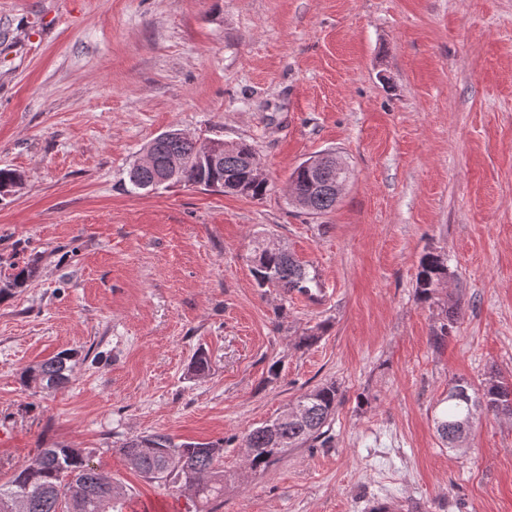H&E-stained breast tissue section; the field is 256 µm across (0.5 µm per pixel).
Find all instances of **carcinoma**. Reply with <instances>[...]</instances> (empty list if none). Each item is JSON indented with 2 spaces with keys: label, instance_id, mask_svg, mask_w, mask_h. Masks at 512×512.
Returning a JSON list of instances; mask_svg holds the SVG:
<instances>
[{
  "label": "carcinoma",
  "instance_id": "1",
  "mask_svg": "<svg viewBox=\"0 0 512 512\" xmlns=\"http://www.w3.org/2000/svg\"><path fill=\"white\" fill-rule=\"evenodd\" d=\"M161 167L178 156L183 167L173 183L221 189L226 193L263 197L266 182L250 178L249 161L255 149L240 142L221 150V158L211 164L200 157L201 147L170 129L155 137L146 146ZM21 173L0 169V192H10L21 184ZM128 180L134 190L152 188L154 170L133 166ZM291 189L313 197L309 211L326 212L336 199L320 195L313 189L310 175L297 166L290 177ZM451 271L446 258L428 252L420 261L416 275L417 295L429 301L438 295L441 283ZM253 276L259 287L272 285L286 293L313 295L319 288L316 275L289 251L270 248L257 242ZM459 317V304L453 297L443 302L442 322L432 330L433 343L440 346ZM78 352L63 350L24 372V382H35L49 391H56L70 382L73 362ZM339 392L335 384L316 387L301 394L295 404L304 413L299 418L274 419L250 429L243 437L251 468L267 466L277 454L289 448L314 443L325 436V427L335 414ZM446 407L434 419L442 445L455 448L462 431H471L482 415L512 418V383L495 372L489 373L479 385L464 379L448 383ZM224 442L176 443L164 434L135 436L126 439L119 453L127 466L149 481L184 482L197 498L210 499L224 492V472L215 468L223 455ZM107 475L92 462L91 451L85 448H40L10 478L0 481V512H119L125 493L114 484H104Z\"/></svg>",
  "mask_w": 512,
  "mask_h": 512
}]
</instances>
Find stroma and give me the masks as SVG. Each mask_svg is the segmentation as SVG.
<instances>
[{"label": "stroma", "instance_id": "obj_1", "mask_svg": "<svg viewBox=\"0 0 512 512\" xmlns=\"http://www.w3.org/2000/svg\"><path fill=\"white\" fill-rule=\"evenodd\" d=\"M172 128L252 144L266 195L129 192ZM326 151L351 176L311 214L288 180ZM0 168L24 176L0 195L1 480L67 446L141 512H512V420L462 451L434 425L451 380H512V0H0ZM263 239L321 293L258 287ZM429 251L461 308L439 347ZM65 349V388L22 382ZM331 382L325 441L248 469L245 433ZM152 433L223 441V496L131 471ZM446 258L434 252L426 253L420 261L416 275L417 295L424 301L439 299L436 297L441 283L451 276ZM453 274V273H452Z\"/></svg>", "mask_w": 512, "mask_h": 512}]
</instances>
